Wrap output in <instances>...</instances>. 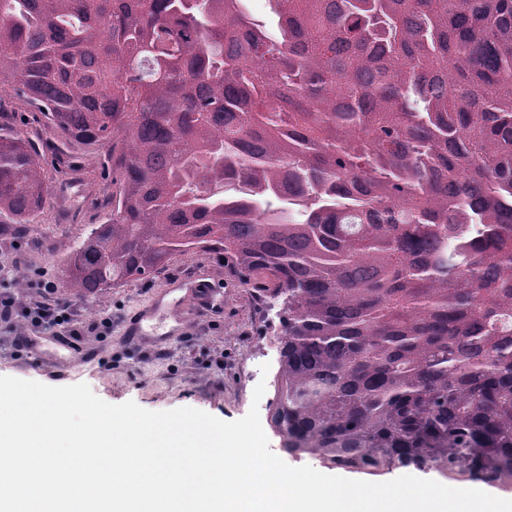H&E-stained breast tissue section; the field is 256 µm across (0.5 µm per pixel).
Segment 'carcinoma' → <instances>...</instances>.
Returning a JSON list of instances; mask_svg holds the SVG:
<instances>
[{
  "label": "carcinoma",
  "instance_id": "cac0c4a2",
  "mask_svg": "<svg viewBox=\"0 0 512 512\" xmlns=\"http://www.w3.org/2000/svg\"><path fill=\"white\" fill-rule=\"evenodd\" d=\"M0 0V84L112 142L94 296L219 250L281 303V447L512 490V0ZM0 135V214L42 208Z\"/></svg>",
  "mask_w": 512,
  "mask_h": 512
}]
</instances>
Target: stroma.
<instances>
[{
    "label": "stroma",
    "instance_id": "35a3bbf8",
    "mask_svg": "<svg viewBox=\"0 0 512 512\" xmlns=\"http://www.w3.org/2000/svg\"><path fill=\"white\" fill-rule=\"evenodd\" d=\"M23 133L42 151L47 195L25 227L0 217V268L21 266L28 282L10 293L21 301L36 297L44 281L61 283L63 260L95 225L104 222L103 201L112 192L111 144L81 154L80 169L65 176L53 152L57 141L44 118L25 106L12 87L0 89V135ZM205 283L213 297L197 306L187 283ZM75 325L82 333L73 350L46 341L30 352H16L14 340L25 328L17 319L0 321V376L50 386L87 384L107 403L135 402L150 411L191 407L224 421L257 409L268 422L273 389L261 399L253 392L263 369L277 371L280 325L265 314L252 289L242 287L220 253L177 254L155 277L133 280L86 298L69 296ZM152 307L145 336L133 341L127 321ZM111 318L109 330L94 323Z\"/></svg>",
    "mask_w": 512,
    "mask_h": 512
}]
</instances>
